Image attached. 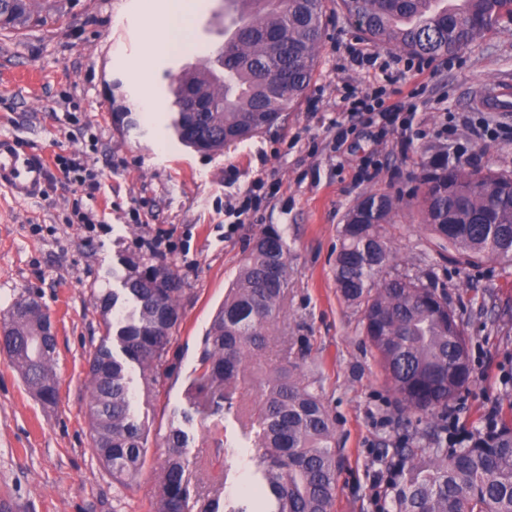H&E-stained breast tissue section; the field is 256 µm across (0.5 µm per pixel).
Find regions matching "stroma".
Segmentation results:
<instances>
[{
    "label": "stroma",
    "mask_w": 512,
    "mask_h": 512,
    "mask_svg": "<svg viewBox=\"0 0 512 512\" xmlns=\"http://www.w3.org/2000/svg\"><path fill=\"white\" fill-rule=\"evenodd\" d=\"M327 28L313 78L277 124L200 152L172 126V88L224 44V0H205L184 45L160 56L149 37L165 0H74L36 29L0 30V137L44 160L75 155L100 189L87 196L56 184L36 198L0 186V315L20 295L38 299L57 336L55 403L40 401L0 352V512H153L170 430L187 425L192 486L204 497L257 507L259 456L234 414L198 413L186 394L199 374V348L255 242L277 229L288 249V294L263 359L280 363L282 345L302 358L336 419L342 465L333 512H390L391 492L376 486L392 459L382 448H430V420L398 401L363 332L362 306L336 286L335 259L349 209L372 193L399 198L386 225L395 260L385 278L435 283L466 339L471 374L448 405L458 435L488 418L512 426V262L473 259L439 248L415 198L434 159L512 173V115L480 110L482 85L512 83V21L462 50L420 68L418 57L380 46L326 0ZM393 61L391 73L350 64L349 48ZM153 75L155 109L140 111L132 62ZM414 98L408 122L388 128L349 118L346 92ZM347 132L337 143V129ZM263 180L245 221L234 208ZM82 206L93 225L73 223ZM173 271L181 319L168 355L173 367L151 395L129 365L132 410L148 433L145 462L120 503L92 454L85 416L86 354L133 303L125 278L147 266ZM117 302L102 317L98 296ZM222 448H214L213 437Z\"/></svg>",
    "instance_id": "stroma-1"
}]
</instances>
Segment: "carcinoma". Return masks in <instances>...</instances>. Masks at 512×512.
<instances>
[{
    "label": "carcinoma",
    "instance_id": "cac0c4a2",
    "mask_svg": "<svg viewBox=\"0 0 512 512\" xmlns=\"http://www.w3.org/2000/svg\"><path fill=\"white\" fill-rule=\"evenodd\" d=\"M255 12L232 20L217 65L186 81L206 93L211 112H177L174 127L197 146L198 129H219L208 152L257 134L291 108L315 70L322 38L324 0H250ZM343 12L360 23L376 44L418 56L460 50L512 19V0H341ZM61 2L32 5L0 0L5 30L43 26ZM422 223L438 239L472 258L512 261V174L492 169L448 167L439 159L420 177ZM395 200L364 196L348 212L336 256V285L342 297L364 307L363 329L401 403L436 421L448 433V402L468 383L464 333L444 293L405 277L381 280L394 259L383 225L394 223ZM288 288V251L280 232L266 231L256 242L224 298L200 347V373L189 389L198 411L236 407L239 385L258 383L261 398L237 411L261 449L262 492L268 512H332L341 456L335 423L317 380L305 378L281 349V363L269 374L247 371L278 326ZM127 293L137 311L116 333L109 296L98 298L108 335L89 352L87 417L93 455L116 485L126 488L145 460L146 432L131 414L127 364L139 368L144 393L170 372L171 330L180 318L181 292L166 267L130 276ZM22 296L3 315L9 364L45 402L57 393L56 339L49 317ZM119 353H114L112 345ZM188 434L170 430L168 455L156 487L154 512H193L184 456ZM393 512H512V427H500L448 446L397 448Z\"/></svg>",
    "mask_w": 512,
    "mask_h": 512
}]
</instances>
